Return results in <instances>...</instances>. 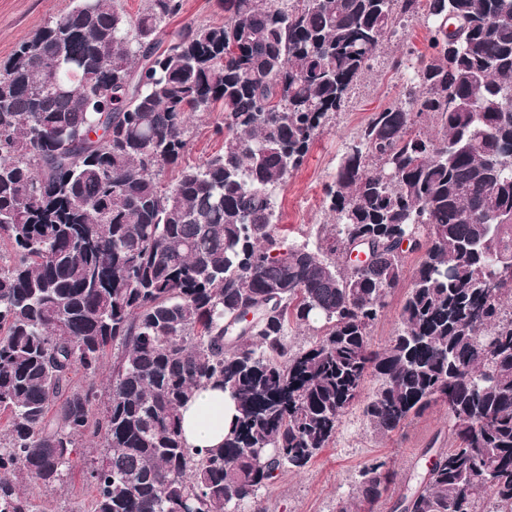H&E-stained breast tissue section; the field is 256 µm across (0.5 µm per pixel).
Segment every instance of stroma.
<instances>
[{
    "mask_svg": "<svg viewBox=\"0 0 512 512\" xmlns=\"http://www.w3.org/2000/svg\"><path fill=\"white\" fill-rule=\"evenodd\" d=\"M72 0H0V66L16 47L29 39L50 18L66 13ZM429 31L420 21L399 31L397 40L385 41L371 71L362 75L346 108L311 145L302 167L276 192L277 214L288 237L314 239L319 225L329 222L324 184L330 180L346 144L356 136L371 113L401 99L406 77L388 65L392 51L405 42L424 48ZM218 112L194 118L191 138L183 164L194 165L219 153L224 140L214 132L221 122ZM448 442V414L438 406L407 427L381 436L372 431L361 407L349 409L342 417L334 441L300 472H279L273 484L245 505V512H336V502L353 495L358 471L364 462L385 457L398 470L400 481L394 498L380 512H395L397 496L406 494L426 462L424 452L431 443Z\"/></svg>",
    "mask_w": 512,
    "mask_h": 512,
    "instance_id": "35a3bbf8",
    "label": "stroma"
}]
</instances>
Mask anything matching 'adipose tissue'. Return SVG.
<instances>
[{"instance_id":"1","label":"adipose tissue","mask_w":512,"mask_h":512,"mask_svg":"<svg viewBox=\"0 0 512 512\" xmlns=\"http://www.w3.org/2000/svg\"><path fill=\"white\" fill-rule=\"evenodd\" d=\"M234 412L233 402L222 389L206 387L195 391L182 408L183 434L188 446L220 447Z\"/></svg>"}]
</instances>
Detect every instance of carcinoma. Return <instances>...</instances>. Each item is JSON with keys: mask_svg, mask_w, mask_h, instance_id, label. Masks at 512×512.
<instances>
[{"mask_svg": "<svg viewBox=\"0 0 512 512\" xmlns=\"http://www.w3.org/2000/svg\"><path fill=\"white\" fill-rule=\"evenodd\" d=\"M73 2L0 69V512H59L48 495L92 440L90 512H239L360 402L386 436L447 407L402 512H512V0H220L224 23L172 32L182 0L134 20ZM416 18L404 98L325 185L336 222L289 240L276 190ZM192 112L224 113V151L181 168ZM206 385L236 415L200 451L180 410ZM396 480L365 464L336 512H375ZM407 285L408 281L405 282L403 288L397 289L393 300L383 313L381 319L374 326L372 331L373 342L384 344L392 336L397 326L400 303L405 291H407Z\"/></svg>", "mask_w": 512, "mask_h": 512, "instance_id": "carcinoma-1", "label": "carcinoma"}]
</instances>
